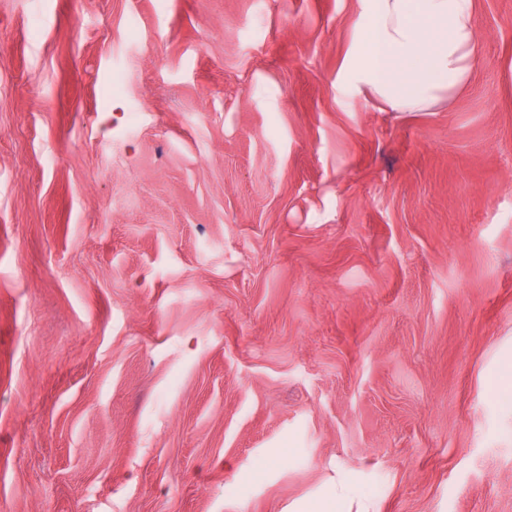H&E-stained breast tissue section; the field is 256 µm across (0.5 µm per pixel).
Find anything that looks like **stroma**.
<instances>
[{
    "label": "stroma",
    "instance_id": "35a3bbf8",
    "mask_svg": "<svg viewBox=\"0 0 512 512\" xmlns=\"http://www.w3.org/2000/svg\"><path fill=\"white\" fill-rule=\"evenodd\" d=\"M354 18L0 0V512H512V0L429 112Z\"/></svg>",
    "mask_w": 512,
    "mask_h": 512
}]
</instances>
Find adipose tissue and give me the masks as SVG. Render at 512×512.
Listing matches in <instances>:
<instances>
[{"label": "adipose tissue", "mask_w": 512, "mask_h": 512, "mask_svg": "<svg viewBox=\"0 0 512 512\" xmlns=\"http://www.w3.org/2000/svg\"><path fill=\"white\" fill-rule=\"evenodd\" d=\"M478 45L474 0H356L337 90L347 104L426 112L468 82Z\"/></svg>", "instance_id": "ef3b65f1"}]
</instances>
